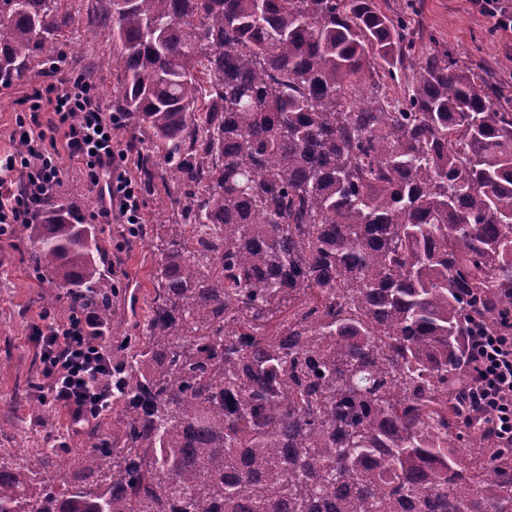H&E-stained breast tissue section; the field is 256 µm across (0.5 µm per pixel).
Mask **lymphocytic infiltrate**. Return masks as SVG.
Wrapping results in <instances>:
<instances>
[{
    "instance_id": "lymphocytic-infiltrate-1",
    "label": "lymphocytic infiltrate",
    "mask_w": 512,
    "mask_h": 512,
    "mask_svg": "<svg viewBox=\"0 0 512 512\" xmlns=\"http://www.w3.org/2000/svg\"><path fill=\"white\" fill-rule=\"evenodd\" d=\"M44 75L45 83L26 98L27 112L15 117L13 152L0 159V236L12 225L35 222L61 182L62 152L96 192L94 220L143 223L130 153L113 139L121 114L105 111L99 87L70 76L63 63L52 62ZM32 343L42 376L35 398L62 411L70 427L92 422L112 400V333L97 301H77L62 320L43 313ZM468 354L466 423L496 433L502 447L511 448L512 336L469 337Z\"/></svg>"
}]
</instances>
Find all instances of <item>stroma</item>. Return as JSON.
<instances>
[{"label":"stroma","mask_w":512,"mask_h":512,"mask_svg":"<svg viewBox=\"0 0 512 512\" xmlns=\"http://www.w3.org/2000/svg\"><path fill=\"white\" fill-rule=\"evenodd\" d=\"M388 13H407L417 33L416 45L430 43L455 51L480 63L492 75L512 85V33L496 31L494 21L482 16L470 0H379ZM74 22L63 34L65 67L84 73L103 91L104 105L118 96L115 76L101 68L99 61L112 53L108 29L92 24L93 0H67ZM39 73L14 81L10 90L0 89V155L13 151L11 140L15 115L22 100L41 84ZM106 260L116 285L109 298L112 329L116 335L140 333L149 312L153 292L151 274L155 266L152 248L144 242L128 247L119 235L104 242ZM58 288L36 277L30 250L19 227L0 237V448L17 457L42 448L56 449L70 457L88 447L85 432H71L67 417L53 407L40 404L33 396L41 383L39 360L28 336L49 299L59 296Z\"/></svg>","instance_id":"obj_1"}]
</instances>
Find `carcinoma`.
<instances>
[{"label":"carcinoma","instance_id":"cac0c4a2","mask_svg":"<svg viewBox=\"0 0 512 512\" xmlns=\"http://www.w3.org/2000/svg\"><path fill=\"white\" fill-rule=\"evenodd\" d=\"M63 2L0 0L1 78L64 55ZM96 3L112 111L176 213L135 236L157 265L112 433L65 462L0 449V512H512L496 438L451 445L466 337L512 335V96L414 60L378 0ZM22 232L56 287L107 295L106 229L74 202Z\"/></svg>","mask_w":512,"mask_h":512}]
</instances>
